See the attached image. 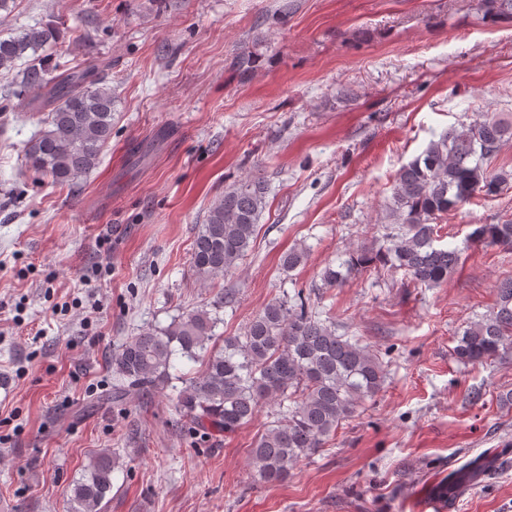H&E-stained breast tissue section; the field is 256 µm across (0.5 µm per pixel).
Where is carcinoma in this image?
Wrapping results in <instances>:
<instances>
[{"label":"carcinoma","instance_id":"cac0c4a2","mask_svg":"<svg viewBox=\"0 0 512 512\" xmlns=\"http://www.w3.org/2000/svg\"><path fill=\"white\" fill-rule=\"evenodd\" d=\"M477 6L486 19L512 18V0H477ZM57 36L51 25L0 38V70L16 68L32 52L33 61L22 70L20 83L24 91L37 92L49 111L44 129L24 150V163L54 184L74 187L98 165L112 138L114 97L104 82L103 65L71 70L39 56ZM233 66L249 73L259 66V57L241 53ZM509 140L512 122L486 118L450 127L431 141L394 176L386 206L393 226L383 243L348 254L336 267L328 264L321 274L323 284L334 287L359 269L378 264L403 271L420 286L445 282L459 264L460 250L435 245L438 220L512 183V172L489 171ZM267 190L265 175L256 172L226 187L209 207L192 244L191 267L197 279L230 272L252 249L267 207ZM470 240L511 247L512 222L481 224ZM306 258L300 246L283 255L282 266L292 271ZM219 323L218 312L201 308L165 328L144 329L123 343L111 358L120 378L112 399L121 400L127 387L164 388L179 355L203 358L204 369L184 379L177 398L180 415L191 428L229 436L264 405L284 408L251 448L252 475L259 482L288 478L360 403L373 399L384 386L378 359L359 341L336 334V326L310 310L301 292L292 302L278 299L266 305L243 335L224 337L223 346L215 350L210 343ZM453 354L462 365L512 355V278L501 283L491 311L459 333ZM115 469L112 453L97 454L71 487L70 512H102Z\"/></svg>","mask_w":512,"mask_h":512}]
</instances>
